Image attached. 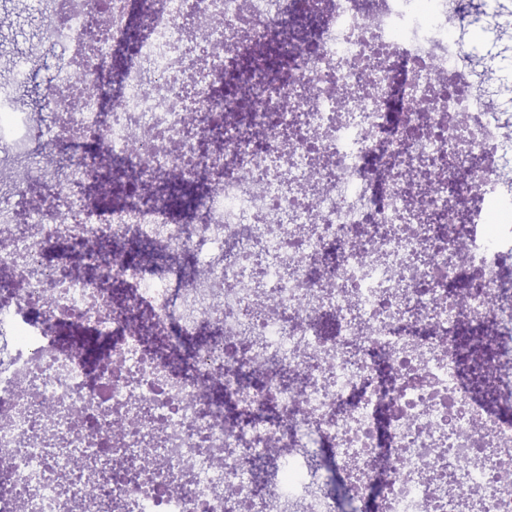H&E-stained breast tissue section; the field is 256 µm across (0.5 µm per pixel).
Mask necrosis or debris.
Listing matches in <instances>:
<instances>
[{"label":"necrosis or debris","instance_id":"necrosis-or-debris-1","mask_svg":"<svg viewBox=\"0 0 512 512\" xmlns=\"http://www.w3.org/2000/svg\"><path fill=\"white\" fill-rule=\"evenodd\" d=\"M308 2L53 0L61 162L0 83V512H512V0ZM320 448L323 458L320 462V474L323 476L329 487L336 495V512H377L376 510L365 509L372 505L368 503V496L356 499L348 489V482L345 474L336 468L332 456L327 447Z\"/></svg>","mask_w":512,"mask_h":512}]
</instances>
